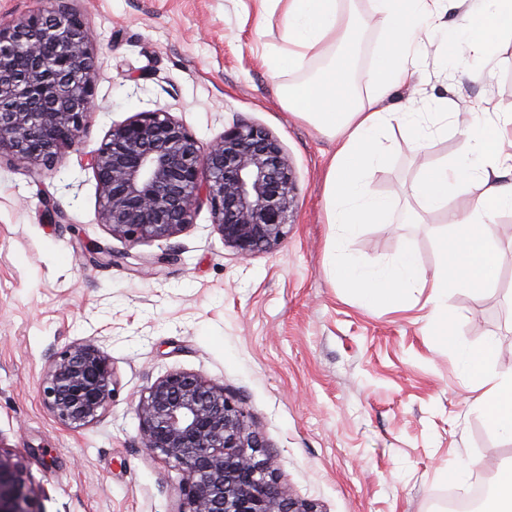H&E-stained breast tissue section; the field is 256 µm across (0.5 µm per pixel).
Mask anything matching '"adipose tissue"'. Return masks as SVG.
<instances>
[{
  "mask_svg": "<svg viewBox=\"0 0 512 512\" xmlns=\"http://www.w3.org/2000/svg\"><path fill=\"white\" fill-rule=\"evenodd\" d=\"M262 22L278 21L281 36L270 45L262 63L274 77L291 74L279 87L283 108L303 116L339 140L325 181L327 222L333 228L335 270L347 289L369 302L403 300L423 292L432 309V333L454 343L448 315V291L467 288L481 295L496 285L502 251L497 220L512 213V113L478 119L468 136L469 152L444 161L416 178L412 195L431 210H445L448 232L439 247L441 265L430 283L419 279L410 247L392 260L371 264L348 255L346 240L362 224L382 223L391 210L389 199L374 194L370 179L385 162L381 136L385 127L399 124L407 136L420 138V115L392 112L382 106L386 92L408 83L419 66L424 39L439 26L440 0H374V17L383 45L365 73L354 78L357 45L350 35L340 0H255ZM459 11L447 55L471 67L475 78L492 73L495 48L512 41V0H455ZM479 184L481 194L466 213L447 210L450 197ZM456 346L464 381L482 387L475 405L488 427L512 438V371L499 370L496 339L480 347Z\"/></svg>",
  "mask_w": 512,
  "mask_h": 512,
  "instance_id": "obj_1",
  "label": "adipose tissue"
}]
</instances>
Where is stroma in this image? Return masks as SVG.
<instances>
[{
    "instance_id": "35a3bbf8",
    "label": "stroma",
    "mask_w": 512,
    "mask_h": 512,
    "mask_svg": "<svg viewBox=\"0 0 512 512\" xmlns=\"http://www.w3.org/2000/svg\"><path fill=\"white\" fill-rule=\"evenodd\" d=\"M95 36V110L79 146L56 170L0 163V446L24 468L36 512H178L181 475L140 443L137 405L161 376L184 371L241 398L280 483L318 512H445L449 492L491 485L512 460L461 385L454 353L428 327L425 301L370 306L350 298L333 270L324 181L336 150L280 105L261 65L279 26L260 23L251 0H73ZM358 25L356 65L367 70L380 32L372 0H343ZM456 12L427 42L412 83L391 90L397 112L436 128L418 149L385 130L387 160L371 188L393 200L385 223L364 224L347 253L372 263L410 245L421 280L442 261L444 212L420 205L412 181L463 156L469 112L512 110V44L476 79L442 56ZM453 98L458 112L441 113ZM163 110L202 142L237 122L266 129L288 156L296 199L288 235L245 259L225 248L208 204L177 237L129 245L100 224L97 181L86 157L112 126ZM50 196L60 212L49 221ZM503 261L493 291L448 293L458 340L500 342L512 369V214L498 227ZM110 250L90 262L86 244ZM167 253L168 263H155ZM91 341L112 360V401L95 423L58 424L40 395L48 356ZM471 477L456 485L450 472Z\"/></svg>"
}]
</instances>
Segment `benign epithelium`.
<instances>
[{
  "label": "benign epithelium",
  "mask_w": 512,
  "mask_h": 512,
  "mask_svg": "<svg viewBox=\"0 0 512 512\" xmlns=\"http://www.w3.org/2000/svg\"><path fill=\"white\" fill-rule=\"evenodd\" d=\"M0 24V158L52 169L76 145L94 107L93 39L65 0ZM100 223L130 245L170 239L210 207L224 247L248 258L274 251L295 202L288 156L265 130L236 123L203 145L165 111L138 112L115 125L87 158ZM110 357L91 342L49 357L43 404L58 423L81 428L112 402ZM142 443L181 473L179 512H318L278 481L258 427L224 387L174 371L137 407ZM0 512H34L23 468L0 449Z\"/></svg>",
  "instance_id": "7a95c632"
}]
</instances>
